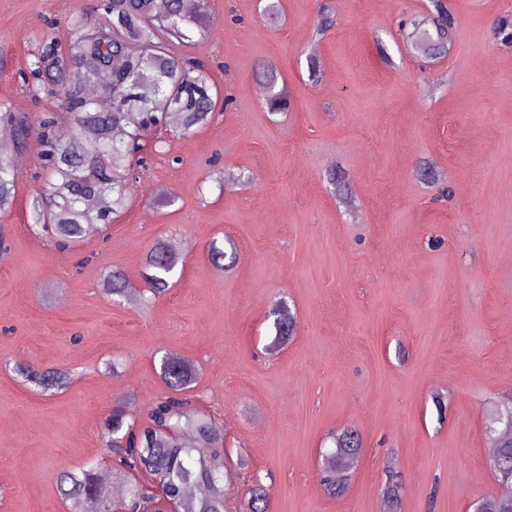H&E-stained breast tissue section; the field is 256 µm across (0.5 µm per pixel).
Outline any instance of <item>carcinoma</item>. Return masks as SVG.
Returning a JSON list of instances; mask_svg holds the SVG:
<instances>
[{"mask_svg":"<svg viewBox=\"0 0 512 512\" xmlns=\"http://www.w3.org/2000/svg\"><path fill=\"white\" fill-rule=\"evenodd\" d=\"M164 10L155 0H98L95 17L75 16L67 21L69 44L52 36L30 63L24 78L34 98L44 93L55 98L56 108L66 111L68 125H58L56 113L47 110L31 117L0 104V131L21 148L35 137L40 149L44 181L32 194L31 224L37 232L58 244H76L98 234L127 205V185L136 168L146 163L138 136L148 127H167L177 119L175 131L189 137L208 125L215 112L216 87L204 72V64L180 52L205 36V0H165ZM335 25L330 7L317 11V31ZM410 40H417L435 56H445L457 36L455 16L447 0H429L420 13L399 24ZM106 80L103 97L110 107L102 109L87 94L86 82L95 76ZM266 111L288 110V88L277 66L263 71ZM16 184L5 150L0 149V212L13 207ZM178 257L169 242L157 240L147 258L144 275L147 290L164 294ZM107 295L124 298L132 288L125 273L115 268L103 282ZM276 335L292 336L296 316L280 304L272 312ZM26 380L48 391L61 387L67 376L61 371H40L17 365ZM159 378L166 395L149 410L145 421L123 410L108 415L102 425L106 446L114 449L129 496L123 508L137 512L141 501L154 498L137 479L140 471L161 481L167 496L179 503L181 512H226L220 483L224 480L221 458L224 432L205 413L189 411L187 392L198 383L197 366L169 353L159 361ZM334 448L327 453L322 482L333 496L349 487L348 478L363 451V438L354 428L332 435ZM488 460L505 491L480 502L483 512H512V433H488ZM98 466L81 473H67L64 481L71 512H82L86 500L104 503L109 509L112 493L97 476ZM401 477L389 476L383 495V512H402ZM245 512H268L267 489L257 484Z\"/></svg>","mask_w":512,"mask_h":512,"instance_id":"obj_1","label":"carcinoma"}]
</instances>
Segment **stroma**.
<instances>
[{"instance_id":"35a3bbf8","label":"stroma","mask_w":512,"mask_h":512,"mask_svg":"<svg viewBox=\"0 0 512 512\" xmlns=\"http://www.w3.org/2000/svg\"><path fill=\"white\" fill-rule=\"evenodd\" d=\"M329 2L337 24L318 35L317 0H280L273 26L258 18L262 0H206L208 34L184 52L234 104L159 150L144 133L155 152L107 234L62 249L32 232L38 146L24 150L0 213V512H69L63 474L108 458L101 425L114 409L140 418L155 404L166 352L198 366L191 408L224 426L228 512L256 479L269 512H380L392 472L402 512H473L498 493L484 437L512 385V47L494 22L512 0H448L459 36L433 62L397 35L424 0ZM94 4L0 0V103L40 110L21 74L47 21L66 39L68 18ZM268 62L288 112L262 106ZM425 160L446 172L450 203L418 178ZM227 170L245 181L220 188ZM159 239L180 259L169 292L150 300L143 274ZM214 242L234 243L229 271L212 264ZM115 267L136 301L104 292ZM281 300L298 320L285 342L271 316ZM21 362L69 381L39 392L14 372ZM347 426L364 449L333 497L320 472L329 434Z\"/></svg>"}]
</instances>
